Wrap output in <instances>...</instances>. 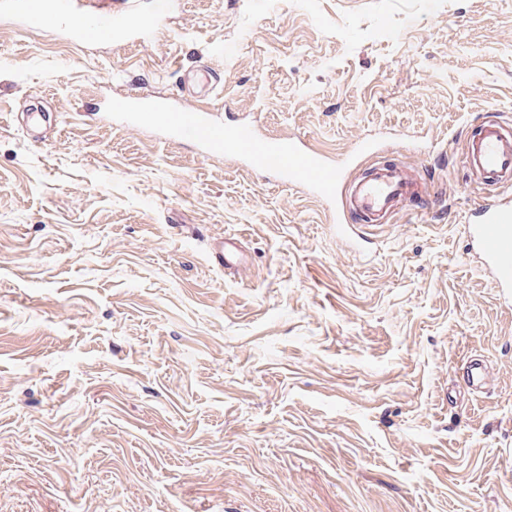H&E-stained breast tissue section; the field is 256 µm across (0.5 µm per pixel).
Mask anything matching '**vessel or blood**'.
Wrapping results in <instances>:
<instances>
[{"instance_id":"b4317fda","label":"vessel or blood","mask_w":512,"mask_h":512,"mask_svg":"<svg viewBox=\"0 0 512 512\" xmlns=\"http://www.w3.org/2000/svg\"><path fill=\"white\" fill-rule=\"evenodd\" d=\"M171 6V0H156L153 13L143 15L132 8L129 0H0V9L12 13L26 27L54 21L75 40L108 39L116 44L133 36L144 42L156 40L161 32L159 21ZM112 107L127 115L131 125H155L171 138L195 142L203 152L221 149L232 158L246 155L282 181L310 183L327 202L336 203V234L342 239L349 238L351 230L346 214H355L364 226L372 227L387 214L430 195V181L422 165L409 170L384 164L342 185L344 167L370 151V144L365 142L342 158L331 160L315 151H300L287 138L263 139L248 124L223 125L208 112L179 105L172 97L141 103L121 97L113 99ZM464 139L463 165L482 185L498 187L512 182V125L488 115L468 124ZM465 232L494 287L502 295H511L512 205H479L471 213ZM237 241L232 235L214 243L212 263L224 269L235 268Z\"/></svg>"}]
</instances>
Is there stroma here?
<instances>
[{"label":"stroma","instance_id":"1","mask_svg":"<svg viewBox=\"0 0 512 512\" xmlns=\"http://www.w3.org/2000/svg\"><path fill=\"white\" fill-rule=\"evenodd\" d=\"M203 64L196 107L426 164L432 210L347 246L310 187L114 114ZM491 113L512 0H183L132 46L0 12V512H512V307L463 232L512 200L460 163ZM238 237L229 235L224 240L213 244V252L211 254L212 263L224 269L237 268V255L241 253L237 247Z\"/></svg>","mask_w":512,"mask_h":512}]
</instances>
